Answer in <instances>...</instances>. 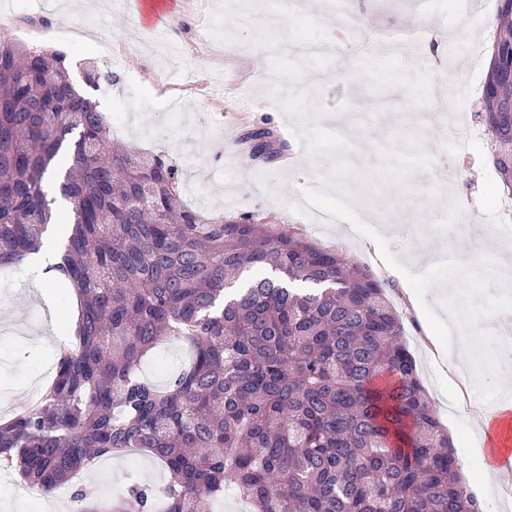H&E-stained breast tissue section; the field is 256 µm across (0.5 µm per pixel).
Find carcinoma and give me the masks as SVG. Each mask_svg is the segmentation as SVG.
I'll use <instances>...</instances> for the list:
<instances>
[{
	"instance_id": "carcinoma-1",
	"label": "carcinoma",
	"mask_w": 512,
	"mask_h": 512,
	"mask_svg": "<svg viewBox=\"0 0 512 512\" xmlns=\"http://www.w3.org/2000/svg\"><path fill=\"white\" fill-rule=\"evenodd\" d=\"M497 18L479 116L512 197V0ZM270 138L243 140L270 159ZM181 178L164 153L113 148L65 53L0 35V267L42 250L60 198L71 229L47 269L80 303L50 386L0 424V465L45 493L72 486L78 512H207L229 486L253 512H484L370 267L196 211ZM163 342L190 358L157 387L141 366ZM139 449L163 462V487L71 485Z\"/></svg>"
}]
</instances>
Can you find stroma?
<instances>
[{"instance_id":"stroma-1","label":"stroma","mask_w":512,"mask_h":512,"mask_svg":"<svg viewBox=\"0 0 512 512\" xmlns=\"http://www.w3.org/2000/svg\"><path fill=\"white\" fill-rule=\"evenodd\" d=\"M498 0H358L338 11L316 0L296 11L291 0H175L163 28L108 0H8L1 25L26 44L66 53L76 84L86 60L109 43L122 60L109 94L94 91L102 111L117 109L114 140L169 154L182 169L187 205L236 220L293 226L345 257L368 264L404 314V337L419 375L463 463L472 492L485 486L473 425L463 411L490 408L512 389L501 376L498 338L512 337V279L499 259L512 258V225L487 154L488 133L457 146L440 132L460 107L449 80L480 95L485 78L481 13L496 28ZM420 33L442 36L439 70L420 67ZM145 43L125 51L130 31ZM262 126L285 137L269 161L246 160L242 138ZM493 242L498 253L475 271L448 277L445 259L458 246ZM76 298L44 287L38 266L0 273V402L43 391L54 373L55 336H71ZM486 359L470 376L463 345ZM162 484V464L145 453L96 459L76 477L90 494L117 493L124 477Z\"/></svg>"}]
</instances>
